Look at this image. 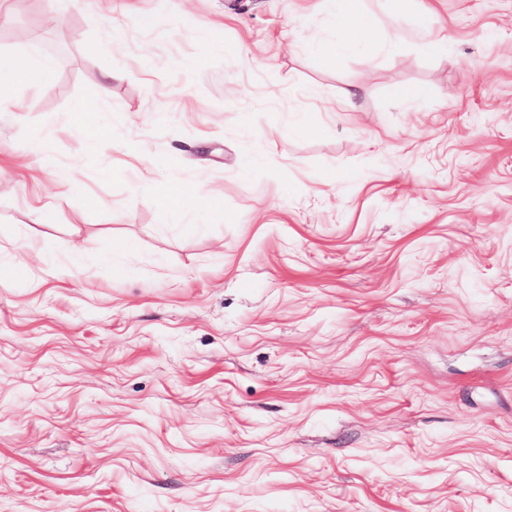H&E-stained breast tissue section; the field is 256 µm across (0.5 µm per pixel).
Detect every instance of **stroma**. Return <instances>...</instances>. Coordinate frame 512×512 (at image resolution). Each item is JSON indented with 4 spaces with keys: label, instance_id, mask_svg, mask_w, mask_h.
<instances>
[{
    "label": "stroma",
    "instance_id": "35a3bbf8",
    "mask_svg": "<svg viewBox=\"0 0 512 512\" xmlns=\"http://www.w3.org/2000/svg\"><path fill=\"white\" fill-rule=\"evenodd\" d=\"M361 9L0 0V512H512V0ZM358 1L336 0V24L347 34V39L336 42V51L364 45V26L358 18Z\"/></svg>",
    "mask_w": 512,
    "mask_h": 512
}]
</instances>
